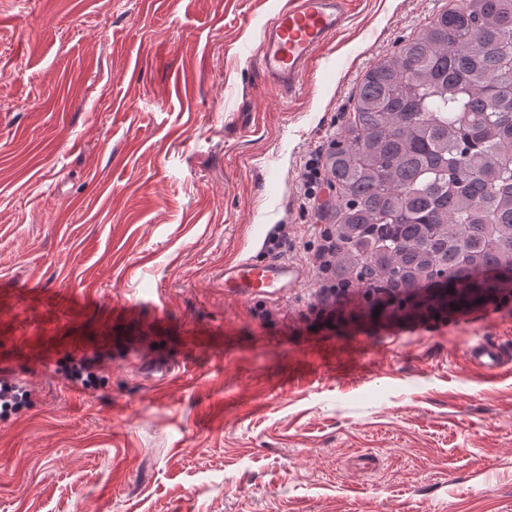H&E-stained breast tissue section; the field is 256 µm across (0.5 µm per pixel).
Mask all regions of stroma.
Wrapping results in <instances>:
<instances>
[{
  "label": "stroma",
  "mask_w": 512,
  "mask_h": 512,
  "mask_svg": "<svg viewBox=\"0 0 512 512\" xmlns=\"http://www.w3.org/2000/svg\"><path fill=\"white\" fill-rule=\"evenodd\" d=\"M288 0H0V512H512V302L412 328L318 327L315 275L226 296L225 263H299L334 224L304 165L365 74L458 0H352L293 96L255 52ZM106 357L93 388L58 367ZM150 350L172 377L133 368ZM469 360L487 372L497 371L505 360L504 344L495 339H480L467 346ZM28 405V394L0 382V415L17 414Z\"/></svg>",
  "instance_id": "1"
}]
</instances>
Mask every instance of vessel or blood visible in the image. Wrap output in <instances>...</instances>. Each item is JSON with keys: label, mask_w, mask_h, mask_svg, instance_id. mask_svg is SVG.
Listing matches in <instances>:
<instances>
[{"label": "vessel or blood", "mask_w": 512, "mask_h": 512, "mask_svg": "<svg viewBox=\"0 0 512 512\" xmlns=\"http://www.w3.org/2000/svg\"><path fill=\"white\" fill-rule=\"evenodd\" d=\"M349 4L350 0H289L264 27L257 51L263 76L279 88L296 90L319 50L346 28ZM223 278L226 295L277 300L301 287L306 270L275 256L226 264ZM466 355L478 367L494 372L504 363L505 348L502 342L485 338L470 343Z\"/></svg>", "instance_id": "1"}]
</instances>
